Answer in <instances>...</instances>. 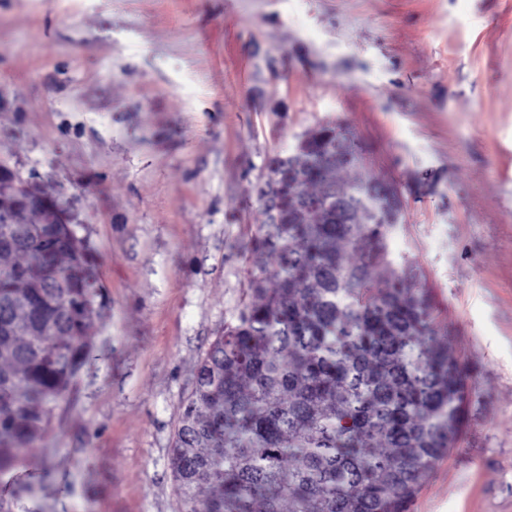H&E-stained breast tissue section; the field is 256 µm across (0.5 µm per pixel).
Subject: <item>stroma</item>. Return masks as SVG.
<instances>
[{
	"label": "stroma",
	"instance_id": "1",
	"mask_svg": "<svg viewBox=\"0 0 512 512\" xmlns=\"http://www.w3.org/2000/svg\"><path fill=\"white\" fill-rule=\"evenodd\" d=\"M328 121L400 191L388 258L467 372L407 512H512V0H0V160L68 204L106 305L6 512H178L196 364L265 263L266 163Z\"/></svg>",
	"mask_w": 512,
	"mask_h": 512
}]
</instances>
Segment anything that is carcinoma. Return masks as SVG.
Masks as SVG:
<instances>
[{"instance_id": "obj_1", "label": "carcinoma", "mask_w": 512, "mask_h": 512, "mask_svg": "<svg viewBox=\"0 0 512 512\" xmlns=\"http://www.w3.org/2000/svg\"><path fill=\"white\" fill-rule=\"evenodd\" d=\"M348 134L321 125L268 162L288 207L253 247L275 286L251 274L252 299L197 364L171 448L180 512H405L458 439L465 371L388 260L384 183L344 160ZM97 296L77 225L35 210L0 223V474L83 367Z\"/></svg>"}]
</instances>
